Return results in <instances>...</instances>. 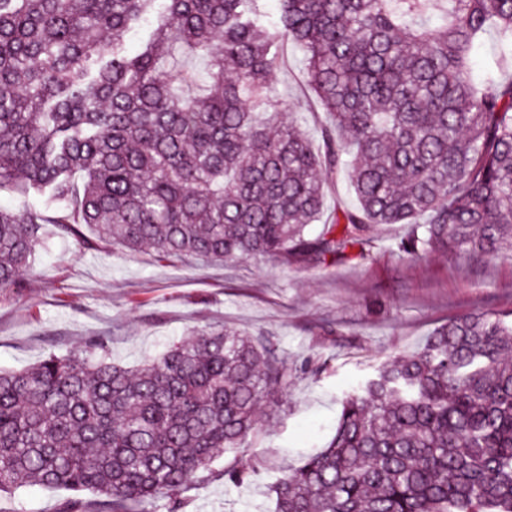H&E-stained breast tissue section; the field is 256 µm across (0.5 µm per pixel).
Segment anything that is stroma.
Listing matches in <instances>:
<instances>
[{
	"label": "stroma",
	"instance_id": "stroma-1",
	"mask_svg": "<svg viewBox=\"0 0 512 512\" xmlns=\"http://www.w3.org/2000/svg\"><path fill=\"white\" fill-rule=\"evenodd\" d=\"M270 81L300 107L317 134L326 116L303 81V57L280 51ZM24 272L19 293L0 291V369L20 370L48 353L82 352L104 337L114 360L135 366L187 339L192 328L227 325L269 339L289 361L317 371L292 375L286 393L265 405L258 434L244 450L254 475L236 487L224 464L202 472L185 496L187 512H273L268 487L304 453L329 444L340 401L389 357L418 351L430 332L476 311L512 315V252L473 262L434 254L411 259L389 227L364 260L286 267L267 258L185 266L122 249L107 252L59 238ZM70 491L24 485L0 496V512H62Z\"/></svg>",
	"mask_w": 512,
	"mask_h": 512
}]
</instances>
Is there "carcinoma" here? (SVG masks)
<instances>
[{
	"label": "carcinoma",
	"mask_w": 512,
	"mask_h": 512,
	"mask_svg": "<svg viewBox=\"0 0 512 512\" xmlns=\"http://www.w3.org/2000/svg\"><path fill=\"white\" fill-rule=\"evenodd\" d=\"M262 3L0 0V192L53 208L0 207L1 290L22 287L45 224L184 263L364 259L392 224L411 257L512 248V0H275L270 26ZM289 42L329 118L316 141L270 82ZM335 179L356 206L312 234ZM190 335L136 367L96 338L0 371V494L33 483L91 492L92 512H184L229 453L224 480L249 482L241 448L288 359L225 325ZM271 492L274 512H512V321L452 318L388 360Z\"/></svg>",
	"instance_id": "obj_1"
}]
</instances>
